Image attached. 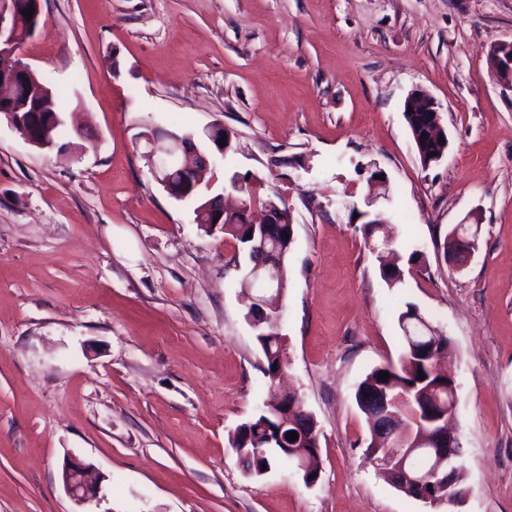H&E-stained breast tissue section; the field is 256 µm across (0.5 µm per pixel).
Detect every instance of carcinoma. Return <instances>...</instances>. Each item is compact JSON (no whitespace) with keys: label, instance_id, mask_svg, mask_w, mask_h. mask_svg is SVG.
<instances>
[{"label":"carcinoma","instance_id":"obj_1","mask_svg":"<svg viewBox=\"0 0 512 512\" xmlns=\"http://www.w3.org/2000/svg\"><path fill=\"white\" fill-rule=\"evenodd\" d=\"M39 87L46 89L50 95L49 105H38L42 128L50 139L56 141L65 132V113L68 97L58 93L50 86L47 77L37 75ZM232 187L241 193L242 203L251 207L255 197L251 183L246 179L230 177ZM181 195V201L189 203L193 207L194 222L209 230L211 214L209 205L214 198L201 194L199 189H176ZM388 221L386 216L371 219V223L359 226L365 246L376 254L379 261V274L381 279L390 288H396L404 283V272L397 262L385 261V253H395L392 241L386 233ZM224 236L230 237L240 243L247 256L252 258L249 247L252 243L255 229L252 224H241L233 218H224L221 225ZM292 247V241L286 236H273L267 240V248L273 251L275 257V269L273 275L277 285L284 289L288 283L287 259ZM398 328L402 335V353L398 364L389 363L373 369L358 385L355 392V401L359 410L370 419L373 406L367 400V395H372L380 400L376 407L388 416H393L399 421H407L404 430L405 443L400 447L391 440L379 445H370L367 448L368 457L376 461V465L385 467L392 463L396 457H403L405 449L410 444L425 437V433L431 432L434 425L429 423L430 414L439 413L434 400L444 396L440 390L443 378L436 374L434 362L437 356L448 349V337L440 331L429 328L430 321L410 304L406 310L398 315ZM256 340L262 350L265 367L263 373L266 376L273 374L272 365L277 369L284 367L280 336L268 327L264 335L256 336ZM388 373V379L383 381L379 375ZM424 373L425 378H419V373ZM296 418L288 412V405L277 406L268 404L250 420L240 424L235 430L231 440V447L245 464L247 473L254 477H262L269 473L282 459L288 457V445L299 448L320 447L319 435L311 434L312 427L297 428ZM291 431L298 433V439L288 441L287 434ZM267 468H262V465Z\"/></svg>","mask_w":512,"mask_h":512}]
</instances>
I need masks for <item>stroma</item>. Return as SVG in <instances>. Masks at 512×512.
<instances>
[{"label": "stroma", "instance_id": "35a3bbf8", "mask_svg": "<svg viewBox=\"0 0 512 512\" xmlns=\"http://www.w3.org/2000/svg\"><path fill=\"white\" fill-rule=\"evenodd\" d=\"M42 14L18 56L72 89L81 132L41 150L0 119V512H77L70 459L101 477L100 512H512V94L488 60L512 40V0H42ZM417 89L448 137L427 170L404 118ZM211 124L236 150L202 191L249 174L294 217L277 332L282 387L318 422L311 488L285 465L248 477L232 450L270 395L244 254L142 157L146 129ZM371 206L402 256L421 255L400 287L358 229ZM462 222L481 232L459 271L442 246ZM410 303L450 340L458 511L366 459L354 392L398 363Z\"/></svg>", "mask_w": 512, "mask_h": 512}]
</instances>
